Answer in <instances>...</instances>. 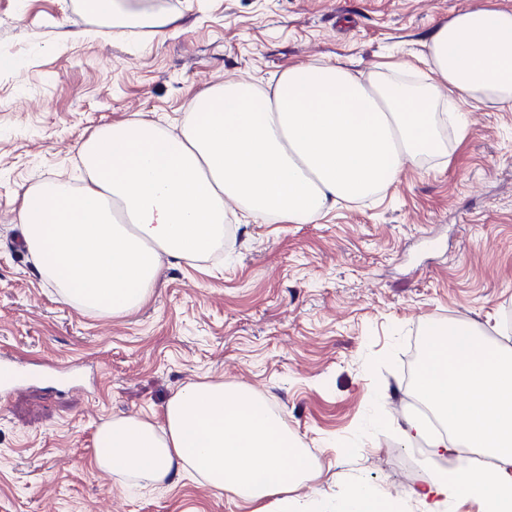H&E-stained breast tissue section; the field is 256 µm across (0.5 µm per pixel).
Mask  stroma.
<instances>
[{
    "label": "stroma",
    "instance_id": "stroma-1",
    "mask_svg": "<svg viewBox=\"0 0 512 512\" xmlns=\"http://www.w3.org/2000/svg\"><path fill=\"white\" fill-rule=\"evenodd\" d=\"M174 33L112 27L85 0H0V357L25 378L0 394V512H249L189 477L149 489L95 464L116 416L164 422L184 386L257 395L311 457L268 512H331L353 485L403 512L447 471L403 437L428 330L476 325L512 348V112L446 116L445 158L406 166L377 198L312 224H254L230 207L212 258L166 266L120 316L83 312L20 241L29 188L80 182L82 143L136 115L175 127L204 89L292 66L416 65L457 11L512 0H140Z\"/></svg>",
    "mask_w": 512,
    "mask_h": 512
}]
</instances>
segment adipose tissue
<instances>
[{
  "label": "adipose tissue",
  "instance_id": "1",
  "mask_svg": "<svg viewBox=\"0 0 512 512\" xmlns=\"http://www.w3.org/2000/svg\"><path fill=\"white\" fill-rule=\"evenodd\" d=\"M91 11L154 32L170 14L88 0ZM421 79L353 74L347 62L283 71L272 90L238 79L205 89L178 131L134 117L81 146L79 186L27 190L19 220L40 274L80 310L119 316L143 304L164 263L208 256L224 238L227 204L254 221L314 222L338 201L371 197L409 163L440 154L439 93L512 111V8H471L425 44ZM444 410L436 431L421 416L406 436L435 457L480 448L492 471L467 467L419 492L423 512L477 499L482 512L512 507V350L491 349L472 327L429 332L418 379ZM166 424L118 417L97 432L96 465L147 486L186 475L233 494L252 512L309 468L303 449L252 393L195 383L166 405Z\"/></svg>",
  "mask_w": 512,
  "mask_h": 512
}]
</instances>
